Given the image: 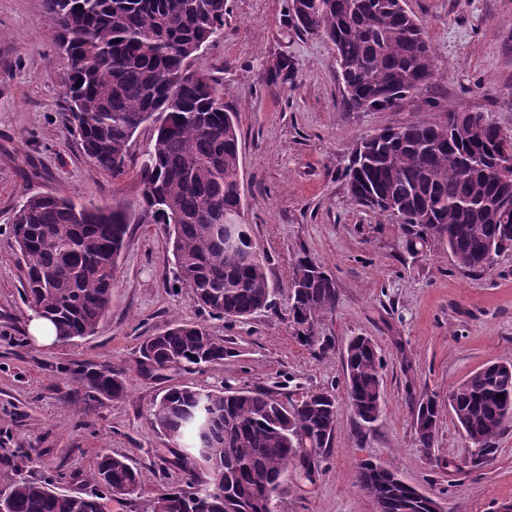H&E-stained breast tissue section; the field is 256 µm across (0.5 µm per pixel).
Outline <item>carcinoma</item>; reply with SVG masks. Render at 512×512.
Returning a JSON list of instances; mask_svg holds the SVG:
<instances>
[{
	"label": "carcinoma",
	"instance_id": "obj_1",
	"mask_svg": "<svg viewBox=\"0 0 512 512\" xmlns=\"http://www.w3.org/2000/svg\"><path fill=\"white\" fill-rule=\"evenodd\" d=\"M65 48L63 122L93 165L118 179L127 172L131 140L144 124L155 134L136 171L139 195L124 206L76 205L52 194L23 197L12 232L25 264L23 293L30 307L71 339L96 333L112 299L115 273L131 224L165 225L172 244L174 279L209 313L246 321L277 307L281 288L269 277L267 259L253 241L252 225L228 223L243 214L239 192V123L224 102V84L194 68L197 45L224 37V0H46ZM291 28L318 36L334 49L336 73L347 107L390 110L412 91L428 87L435 55L405 0H292ZM294 77V64L279 58L270 85ZM448 115L440 124L396 127L380 143L361 139L345 168L358 204L381 215L396 204L408 228L406 248L417 254L431 243L448 247L464 271L493 268L489 254L512 248V134L483 112L474 134ZM336 284L307 256L295 261L287 285L288 320L310 349L326 351L319 327L336 306ZM139 368L203 371L223 364L224 340L201 324L174 322L139 347ZM345 403L354 417L376 422L385 409L382 358L367 336L344 346ZM74 380L98 402L125 397L124 376L85 366ZM448 409L478 462L493 453L512 421V361L492 362L455 386ZM338 406L332 392L301 394L292 404L270 391L246 387L202 389L172 386L154 403L152 424L183 446L186 479L162 497L167 512H224L213 483L203 487L188 460L224 467L223 494L256 507L262 491L278 485L293 466H305L310 448H328ZM440 409L420 399L413 425L419 447H434ZM394 471L372 460L356 466V481L381 512H429L406 488L395 494ZM91 481L131 496L139 476L128 460L97 455ZM57 479L20 470L0 473L5 512H97L91 495L57 490Z\"/></svg>",
	"mask_w": 512,
	"mask_h": 512
}]
</instances>
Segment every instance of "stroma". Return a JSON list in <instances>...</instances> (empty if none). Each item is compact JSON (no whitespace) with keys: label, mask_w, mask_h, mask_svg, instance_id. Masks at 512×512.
Listing matches in <instances>:
<instances>
[{"label":"stroma","mask_w":512,"mask_h":512,"mask_svg":"<svg viewBox=\"0 0 512 512\" xmlns=\"http://www.w3.org/2000/svg\"><path fill=\"white\" fill-rule=\"evenodd\" d=\"M289 5L226 0L224 38L202 50L194 66L223 81L224 101L239 114L245 220L268 258L270 278L287 284L295 259L306 253L336 281V307L320 329L333 347L323 354L297 341L283 301L244 323L210 317L189 289L174 283L160 224L131 225L110 310L94 335L49 347L34 343L12 235L22 195L52 193L87 205L133 201L153 130L146 124L135 133L124 176L95 168L63 124L64 62L45 0H0V472L29 454L30 473H64L63 491L84 492L106 450L137 467L140 489L104 498L102 512H141L146 499L185 476L173 444L150 421L166 388L229 384L291 398L326 388L340 399L344 343L362 334L382 354V417L361 424L339 406L331 446L316 454L312 474L289 470L271 512H377L355 482L362 459L380 461L437 495L447 512H500L512 503V426L477 465L446 409L449 391L470 373L512 360V250L478 275L459 269L443 245L411 253L406 229L354 202L344 178L352 148L382 127L439 123L469 111L488 113L512 133V0H406L438 71L430 87L382 112L344 105L331 47L288 27ZM280 55L293 60L297 73L294 82L275 87L266 74ZM175 319L223 337L232 349L223 365L143 375L140 342ZM81 365L122 371L130 394L89 400L70 378ZM428 395L444 410L426 454L416 443L412 409Z\"/></svg>","instance_id":"35a3bbf8"}]
</instances>
